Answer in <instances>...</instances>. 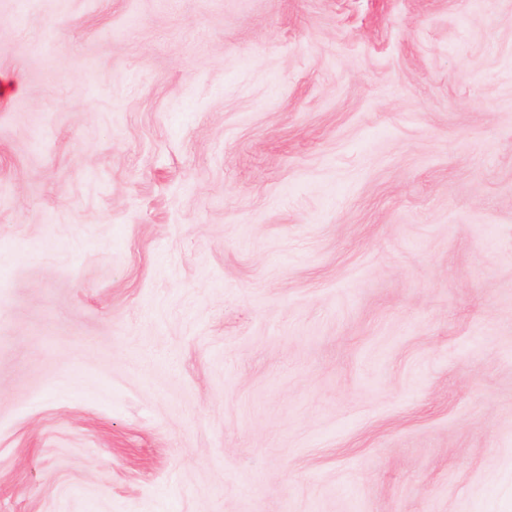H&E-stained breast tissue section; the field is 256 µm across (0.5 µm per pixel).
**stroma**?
Listing matches in <instances>:
<instances>
[{"instance_id":"35a3bbf8","label":"stroma","mask_w":512,"mask_h":512,"mask_svg":"<svg viewBox=\"0 0 512 512\" xmlns=\"http://www.w3.org/2000/svg\"><path fill=\"white\" fill-rule=\"evenodd\" d=\"M0 512H512V0H0Z\"/></svg>"}]
</instances>
